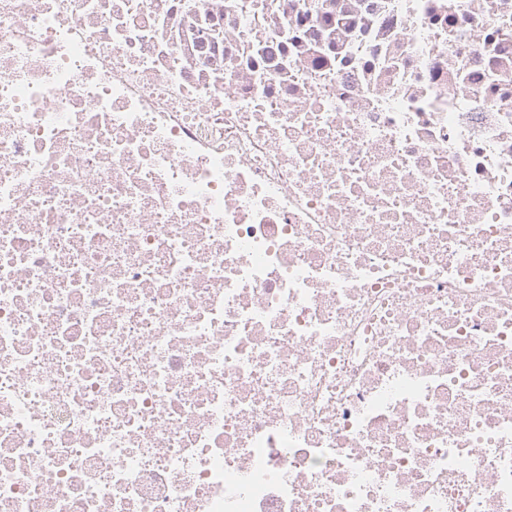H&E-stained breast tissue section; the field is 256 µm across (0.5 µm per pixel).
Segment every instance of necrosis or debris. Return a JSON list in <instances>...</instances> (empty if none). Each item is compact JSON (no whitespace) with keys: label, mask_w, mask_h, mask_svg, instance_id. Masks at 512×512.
<instances>
[{"label":"necrosis or debris","mask_w":512,"mask_h":512,"mask_svg":"<svg viewBox=\"0 0 512 512\" xmlns=\"http://www.w3.org/2000/svg\"><path fill=\"white\" fill-rule=\"evenodd\" d=\"M0 512H512V0H0Z\"/></svg>","instance_id":"4bbe7bcc"}]
</instances>
